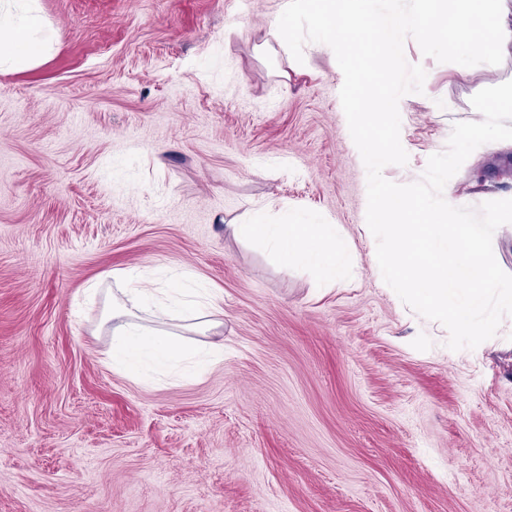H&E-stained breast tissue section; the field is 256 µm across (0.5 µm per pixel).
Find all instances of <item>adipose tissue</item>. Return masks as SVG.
<instances>
[{"label":"adipose tissue","mask_w":512,"mask_h":512,"mask_svg":"<svg viewBox=\"0 0 512 512\" xmlns=\"http://www.w3.org/2000/svg\"><path fill=\"white\" fill-rule=\"evenodd\" d=\"M52 33L36 6V0H0V65L30 66L40 63L52 45ZM239 239L262 242L287 261L317 269L324 280L333 282L352 265L345 240L335 225L320 218L300 216L288 224L242 222L231 225ZM121 282V299L113 300L111 320L114 347L136 358L191 360L200 352L183 344L170 327V306L154 295L147 280L136 270L113 271ZM147 314L150 326L133 322L134 311Z\"/></svg>","instance_id":"1"}]
</instances>
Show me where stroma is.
Masks as SVG:
<instances>
[{"mask_svg": "<svg viewBox=\"0 0 512 512\" xmlns=\"http://www.w3.org/2000/svg\"><path fill=\"white\" fill-rule=\"evenodd\" d=\"M281 4L38 0L51 51L0 70V512H512V316L453 351L379 281L339 66L312 42L295 61ZM404 55L433 80L400 108L399 184L512 80V47L476 70L410 37ZM448 185L475 210L512 199V143ZM300 212L336 225L357 277L225 229ZM129 268L216 290L222 326L181 340L220 363L113 367L100 275Z\"/></svg>", "mask_w": 512, "mask_h": 512, "instance_id": "obj_1", "label": "stroma"}]
</instances>
